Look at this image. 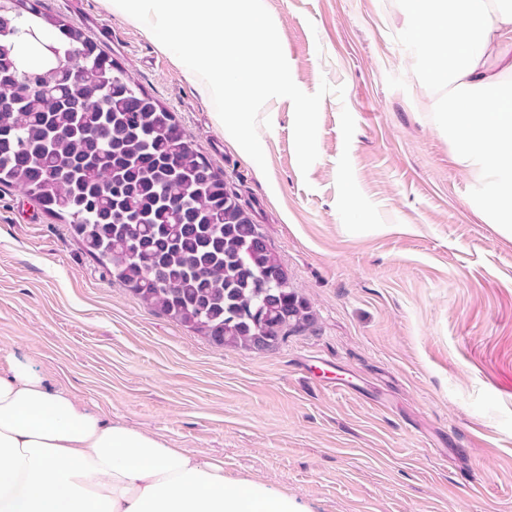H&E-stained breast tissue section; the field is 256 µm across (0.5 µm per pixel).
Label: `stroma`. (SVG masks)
I'll list each match as a JSON object with an SVG mask.
<instances>
[{
	"label": "stroma",
	"instance_id": "obj_1",
	"mask_svg": "<svg viewBox=\"0 0 512 512\" xmlns=\"http://www.w3.org/2000/svg\"><path fill=\"white\" fill-rule=\"evenodd\" d=\"M41 4L90 40L86 16L110 31L103 49L223 172L310 323L266 351L214 344L0 184V368L26 357L102 419L222 461L231 483L298 512H512V233L481 217L482 185L453 160L398 0H264L297 86L345 88L321 103L305 174L289 99L263 108L259 168L199 82L107 0ZM345 150L380 229L353 234L338 215Z\"/></svg>",
	"mask_w": 512,
	"mask_h": 512
}]
</instances>
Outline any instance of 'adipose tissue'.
I'll return each mask as SVG.
<instances>
[{
    "label": "adipose tissue",
    "instance_id": "adipose-tissue-1",
    "mask_svg": "<svg viewBox=\"0 0 512 512\" xmlns=\"http://www.w3.org/2000/svg\"><path fill=\"white\" fill-rule=\"evenodd\" d=\"M455 160L485 187L484 216L512 224V6L400 0ZM0 512H296L264 485L108 422L29 362L0 371Z\"/></svg>",
    "mask_w": 512,
    "mask_h": 512
}]
</instances>
